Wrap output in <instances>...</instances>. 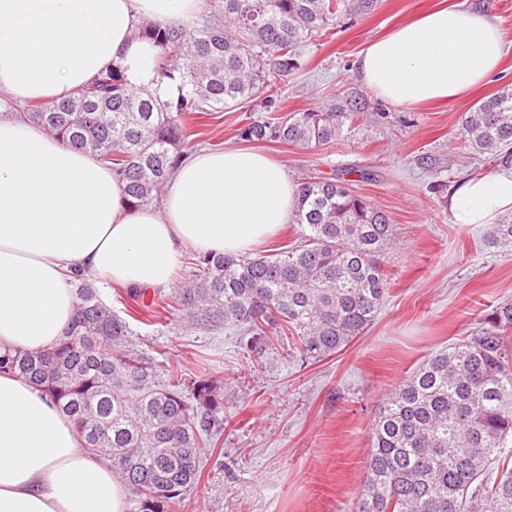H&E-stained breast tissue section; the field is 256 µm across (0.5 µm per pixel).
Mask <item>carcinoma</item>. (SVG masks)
Returning <instances> with one entry per match:
<instances>
[{"label": "carcinoma", "mask_w": 512, "mask_h": 512, "mask_svg": "<svg viewBox=\"0 0 512 512\" xmlns=\"http://www.w3.org/2000/svg\"><path fill=\"white\" fill-rule=\"evenodd\" d=\"M193 31L147 22L138 35L158 50L163 100L132 89L116 67L78 96L42 102L28 116L80 152L95 155L123 184L132 208L159 203L187 158L199 119L254 101L267 112L239 128L247 142L309 148L343 135L360 118L307 109L280 114L274 87L302 69L301 47L352 8L351 0H206ZM465 147L491 161L512 157V90L464 118ZM293 244L270 254L191 258L171 298L179 318L202 332L244 331L246 359L261 363L288 341V356L320 362L375 320L389 293L380 256L395 225L339 180L301 183ZM488 245L512 246V214L492 225ZM71 327L52 348L0 353V374L48 393L109 461L130 491V512H177L202 477L228 418L224 393L177 365L159 366L132 342L126 318L96 281L72 276ZM512 300L478 332L429 355L385 398L370 428L363 489L353 512H512Z\"/></svg>", "instance_id": "obj_1"}]
</instances>
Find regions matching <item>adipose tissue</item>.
I'll list each match as a JSON object with an SVG mask.
<instances>
[{"label": "adipose tissue", "instance_id": "1", "mask_svg": "<svg viewBox=\"0 0 512 512\" xmlns=\"http://www.w3.org/2000/svg\"><path fill=\"white\" fill-rule=\"evenodd\" d=\"M201 2L0 0V93L73 97L115 66L129 85L150 86L157 51L138 27L192 29ZM503 54L490 13L442 8L370 42L359 75L396 106L448 102L496 76ZM298 194L282 163L231 147L195 153L159 205L132 209L94 155L0 113V348L39 353L64 336L76 304L67 269L109 286L167 288L184 252L242 255L276 236ZM448 210L457 224L495 223L512 211V168L463 182ZM127 496L48 394L0 375V512H124Z\"/></svg>", "mask_w": 512, "mask_h": 512}]
</instances>
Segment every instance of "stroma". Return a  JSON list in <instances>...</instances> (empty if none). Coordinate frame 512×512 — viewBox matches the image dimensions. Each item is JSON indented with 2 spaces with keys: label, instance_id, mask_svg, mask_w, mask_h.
<instances>
[{
  "label": "stroma",
  "instance_id": "1",
  "mask_svg": "<svg viewBox=\"0 0 512 512\" xmlns=\"http://www.w3.org/2000/svg\"><path fill=\"white\" fill-rule=\"evenodd\" d=\"M487 10L507 53L500 75L472 94L414 108L386 103L361 82V51L393 27L457 2ZM304 66L280 82L285 112L356 105L361 118L343 136L313 148L269 141L260 150L291 178L364 172L352 188L383 210L397 237L380 262L389 296L376 321L343 350L316 363L278 347L265 366L248 365L236 330L201 333L160 313L154 294L130 300L102 287L116 311L131 310L142 349L159 364L215 379L230 422L202 462L198 487L179 512H349L362 490L369 428L388 392L430 353L475 333L483 315L512 297V249L487 246L484 224L454 223L448 197L463 179L499 164L465 149L462 117L512 88V0H374L337 20L302 51ZM253 105L211 120L195 150L238 147Z\"/></svg>",
  "mask_w": 512,
  "mask_h": 512
}]
</instances>
